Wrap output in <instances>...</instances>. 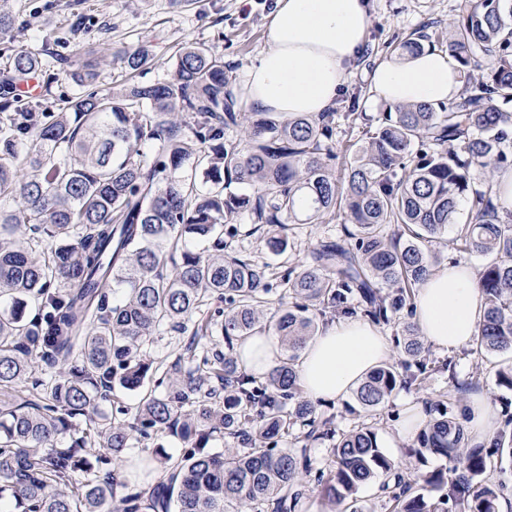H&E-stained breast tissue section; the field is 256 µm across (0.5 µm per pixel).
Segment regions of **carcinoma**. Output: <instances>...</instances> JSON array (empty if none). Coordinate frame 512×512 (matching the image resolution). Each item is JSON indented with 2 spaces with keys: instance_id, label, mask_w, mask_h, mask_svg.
Masks as SVG:
<instances>
[{
  "instance_id": "carcinoma-1",
  "label": "carcinoma",
  "mask_w": 512,
  "mask_h": 512,
  "mask_svg": "<svg viewBox=\"0 0 512 512\" xmlns=\"http://www.w3.org/2000/svg\"><path fill=\"white\" fill-rule=\"evenodd\" d=\"M436 41L473 76L459 99L400 106L368 124L338 174L336 125L357 113L247 117L224 56L204 43L182 48L167 81L104 89L94 50L62 57L85 88L63 112L20 103L16 85L43 68L30 51L13 54L0 69V512H301L307 448L278 447L296 426L305 440L329 443L330 465L315 477L332 512H364L360 490L379 476L391 512H499L505 486L493 475L512 462L511 413L474 445L451 406L436 403L410 455L454 466L417 468L411 479L374 426L336 432L295 369L316 333L312 310L396 321L400 369L372 371L347 411L375 412L434 373H448V401L462 395L454 360L428 362L407 320L432 270L428 244L450 228L449 245L485 259L475 350L512 353V205L495 178L512 168V110L502 108L512 103V0H469L448 38L423 26L399 49L416 54ZM115 56L131 75L153 60L145 46ZM475 172L484 189L472 192ZM338 216L350 223L345 238L317 240L275 283L269 265L227 242L244 219L281 257L288 226ZM271 293L278 307L267 314ZM191 320L183 348L164 370L153 366L144 343ZM260 331L285 350L264 376L208 345ZM38 361L50 372L29 390ZM152 380L165 391L142 397L133 417L121 405L105 411L116 391ZM168 436L189 447L166 455ZM216 436L230 446L208 448ZM142 440L153 448L135 468L162 472L146 495L102 468Z\"/></svg>"
}]
</instances>
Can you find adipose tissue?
I'll return each instance as SVG.
<instances>
[{
  "label": "adipose tissue",
  "instance_id": "adipose-tissue-1",
  "mask_svg": "<svg viewBox=\"0 0 512 512\" xmlns=\"http://www.w3.org/2000/svg\"><path fill=\"white\" fill-rule=\"evenodd\" d=\"M366 0H277L266 30L267 48L245 71L248 104L259 112L318 114L336 99L348 68L365 43ZM462 85L456 62L437 49L378 63L371 92L391 107L452 102ZM415 316L427 345L446 352L470 344L485 304L476 271L467 264L433 270L414 299ZM248 374L275 367L279 351L268 333L236 344ZM392 355L386 336L361 318H339L322 326L299 354L296 369L307 399L345 398Z\"/></svg>",
  "mask_w": 512,
  "mask_h": 512
}]
</instances>
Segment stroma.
I'll use <instances>...</instances> for the list:
<instances>
[{
    "label": "stroma",
    "instance_id": "stroma-1",
    "mask_svg": "<svg viewBox=\"0 0 512 512\" xmlns=\"http://www.w3.org/2000/svg\"><path fill=\"white\" fill-rule=\"evenodd\" d=\"M463 0H369L370 25L365 44L352 66L345 86L335 101L338 111L356 107L365 119H379L385 107L372 97L370 75L374 66L393 56L400 41L420 26L434 24L440 35H447L448 26L457 19ZM275 0H83L78 10L85 19L86 32L72 39L68 32L70 9L68 0H9L11 12L21 25L9 43L18 48L44 51L43 69L53 80L46 101L50 111H60L80 92L68 76L59 73L55 58L74 54L77 46L93 48L101 57L98 83L108 87L126 79L127 74L112 53L121 47L149 45L154 60L146 65L136 79L151 83L171 79V61L179 48L188 42L205 43L217 48L236 94H243L244 72L250 62L267 48L266 26ZM340 221L329 224L300 225L290 233L287 258H274L258 237L252 236L249 225H242L241 234L232 243L234 249L247 252L258 263L270 266L273 275H280L288 266L305 261L316 239L323 235H342ZM453 357L459 380L483 392L495 411L512 407V391L495 382L489 362L482 360L472 346L453 354L430 350L431 360ZM448 389L447 375L436 373L413 390H397L385 407L378 409L371 421L375 424L381 446L405 471H412L416 461L407 450L413 444L400 431L406 407L413 403L430 407Z\"/></svg>",
    "mask_w": 512,
    "mask_h": 512
}]
</instances>
